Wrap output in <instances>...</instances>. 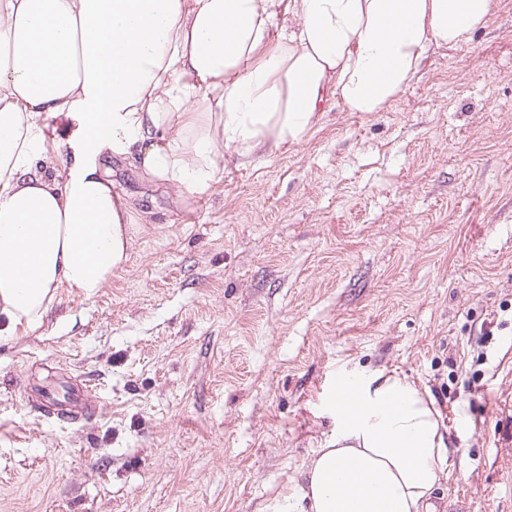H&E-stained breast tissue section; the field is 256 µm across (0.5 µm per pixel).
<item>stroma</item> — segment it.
Here are the masks:
<instances>
[{
	"label": "stroma",
	"mask_w": 512,
	"mask_h": 512,
	"mask_svg": "<svg viewBox=\"0 0 512 512\" xmlns=\"http://www.w3.org/2000/svg\"><path fill=\"white\" fill-rule=\"evenodd\" d=\"M219 165L182 201L112 162L128 260L0 335V512H261L355 371L439 411L432 504L512 512V0L383 111L331 99L303 142ZM64 381L94 416L38 417Z\"/></svg>",
	"instance_id": "obj_1"
}]
</instances>
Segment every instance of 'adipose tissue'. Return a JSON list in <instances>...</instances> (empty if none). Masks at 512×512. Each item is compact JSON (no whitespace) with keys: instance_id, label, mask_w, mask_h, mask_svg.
Returning a JSON list of instances; mask_svg holds the SVG:
<instances>
[{"instance_id":"1","label":"adipose tissue","mask_w":512,"mask_h":512,"mask_svg":"<svg viewBox=\"0 0 512 512\" xmlns=\"http://www.w3.org/2000/svg\"><path fill=\"white\" fill-rule=\"evenodd\" d=\"M493 0H0V327L54 291L95 296L127 260L134 205L106 158L189 198L218 159L298 143L336 99L380 112L427 52L468 44ZM72 122L49 169L43 117ZM299 482L264 512H430L448 466L407 378H350Z\"/></svg>"}]
</instances>
